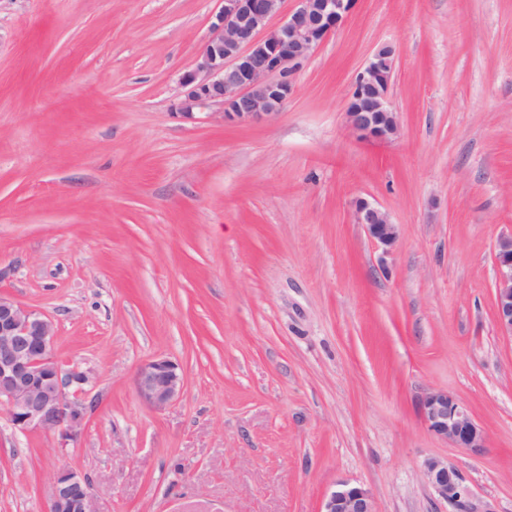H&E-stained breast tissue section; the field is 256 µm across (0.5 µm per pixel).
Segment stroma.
Returning a JSON list of instances; mask_svg holds the SVG:
<instances>
[{"mask_svg":"<svg viewBox=\"0 0 512 512\" xmlns=\"http://www.w3.org/2000/svg\"><path fill=\"white\" fill-rule=\"evenodd\" d=\"M221 0H0V295L49 317L91 377L71 442L0 412V512H47L53 471L101 512H319L338 481L378 512H455L422 472L456 466L473 512H512V341L494 322L512 231V0H358L270 122L178 114ZM396 49L398 138L345 120ZM383 206L380 248L353 202ZM177 361L157 411L134 376ZM445 390L488 437L455 448ZM354 221L362 224L367 236L382 247L384 253L392 251L398 242V224H394L389 213L377 204L363 198L357 199L354 203ZM185 380L181 366L168 358H155L142 364L135 375L141 400L157 411L171 406L179 398ZM423 419L434 435L455 448L478 452L486 448L487 436L467 408L448 392L433 390L421 401Z\"/></svg>","mask_w":512,"mask_h":512,"instance_id":"1","label":"stroma"}]
</instances>
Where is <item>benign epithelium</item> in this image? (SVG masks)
Here are the masks:
<instances>
[{"label": "benign epithelium", "instance_id": "7a95c632", "mask_svg": "<svg viewBox=\"0 0 512 512\" xmlns=\"http://www.w3.org/2000/svg\"><path fill=\"white\" fill-rule=\"evenodd\" d=\"M281 3L224 0L211 35L180 79L183 114L189 116L193 107L211 103L223 107L226 123L273 119L294 91V75L346 21L357 0H296L284 20L272 26ZM395 63V48L382 44L355 78L345 119L361 139L387 141L400 133L398 115L388 99ZM354 221L385 253L398 242V225L377 204L356 200ZM495 266V321L501 336L512 340V232L499 236ZM54 336L48 317L0 296V408L16 430L53 433L67 442L84 427L89 376L77 367L65 370L59 365L52 352ZM184 384L181 366L168 358L145 362L135 375L137 394L157 411L176 402ZM421 413L429 431L454 447L473 452L486 447L483 429L447 392H428ZM423 474L440 499L458 512H470L457 468L432 457L425 460ZM48 512H100L89 478L68 466L57 468L50 481ZM319 512L377 510L368 489L339 481L322 500Z\"/></svg>", "mask_w": 512, "mask_h": 512}]
</instances>
